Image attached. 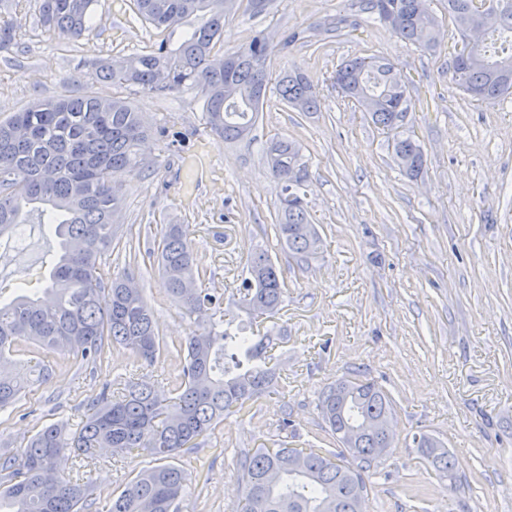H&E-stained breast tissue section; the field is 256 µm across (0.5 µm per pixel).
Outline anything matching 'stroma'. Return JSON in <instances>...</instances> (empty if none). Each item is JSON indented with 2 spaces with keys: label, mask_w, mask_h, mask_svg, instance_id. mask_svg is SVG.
Wrapping results in <instances>:
<instances>
[{
  "label": "stroma",
  "mask_w": 512,
  "mask_h": 512,
  "mask_svg": "<svg viewBox=\"0 0 512 512\" xmlns=\"http://www.w3.org/2000/svg\"><path fill=\"white\" fill-rule=\"evenodd\" d=\"M359 2L277 0L269 13L240 9L225 20V49L266 37L271 75L301 69L320 100L318 111L298 112L268 90L256 140L227 143L207 127L197 92L159 97L96 78L97 60L178 41L138 19L131 0H97L92 26L77 41L42 27L34 0H0L17 20L18 42L14 59L0 57V120L37 100L88 94L125 99L152 130L143 154L154 172L122 176L116 219L123 244L140 253L133 258L116 247L105 271L129 274L144 288L161 339L176 345L190 331L152 254L163 225H189L207 269L199 285L223 293L225 319L244 317L236 288L251 254L268 251L286 285L281 311L263 324L280 339L274 354L287 386L249 412L225 416L201 447L176 457L200 475L181 512H234L244 452L280 439L303 448L325 438L320 393L354 372L382 386L394 407L396 443L366 474L365 512H512V96L479 103L455 83L448 49L460 38L448 0H430L443 21L433 53L362 23ZM331 19L342 23L332 40L281 52L283 31ZM373 55L409 81L407 128L426 160L418 178L402 172L391 134L330 80L342 60ZM178 132L185 141L176 152L170 143ZM274 138L297 141L308 163L305 201L323 246L306 262L272 230L282 184L262 146ZM55 255V241L37 226L24 255L1 239L0 285L42 287ZM178 371L174 357L147 365L118 346L99 368L57 357L51 382L32 385L12 415L0 414V451H17L53 420L77 428L103 383L139 378L164 390ZM421 431L453 453L454 480H432L412 443ZM153 463L144 451H101L83 462L94 486L89 512H108L113 495Z\"/></svg>",
  "instance_id": "stroma-1"
}]
</instances>
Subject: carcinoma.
I'll return each instance as SVG.
<instances>
[{
	"label": "carcinoma",
	"instance_id": "obj_1",
	"mask_svg": "<svg viewBox=\"0 0 512 512\" xmlns=\"http://www.w3.org/2000/svg\"><path fill=\"white\" fill-rule=\"evenodd\" d=\"M95 0H34L41 25L73 41L89 30ZM240 0H133L134 13L157 29L182 30L178 42L110 63H95V75L113 84L134 85L167 95L194 90L204 99L210 128L226 142L252 136L271 82L269 45L224 51V19ZM369 19L388 23L389 0H362ZM395 36L425 51L440 45V21L428 0H399ZM448 16L460 37L480 29L493 37L475 45L453 76L476 101L492 103L512 95V0H448ZM15 22L0 18V53L15 44ZM235 59L226 69L214 64ZM344 97L367 112L377 127L393 133V153L405 173L417 176L424 153L403 134L412 100L398 85L393 66L375 57L347 60L332 75ZM277 93L300 112H316L319 100L307 75L294 69L276 81ZM147 135L141 117L120 98L91 95L37 102L0 121V238L22 224H38L59 240L60 255L47 287L25 285L0 296V363L10 364L26 343L49 354H64L96 365L106 348L118 344L137 360L153 362L166 344L155 332L153 312L142 289L128 278L108 277L102 256L117 238L114 215L122 205L113 173L144 176L151 165L139 153ZM270 172L282 181V206L275 233L299 258L318 253L320 235L310 224L300 189L309 177L300 146L293 140L266 144ZM165 292L177 300L197 329L179 345L181 373L168 393L140 379L124 383L119 397L106 386L89 403L90 416L76 429L51 423L13 454H0V512H88L92 486L80 476L50 479L60 461L85 460L108 448L114 453L143 450L157 464L140 470L112 496L109 512H180L189 496L191 474L171 463L184 448L214 432L224 415L250 408L279 384L275 343L255 320L281 310L286 288L271 256L260 251L248 263L240 289L247 323L224 320L223 300L196 287L203 268L194 254L187 224H168L157 246ZM26 375L0 372V412L13 410L28 386ZM319 410L327 432L345 449L290 448L281 441L245 454L239 479L240 512H358L350 488L367 485L365 473L381 459L386 435L362 428L390 424L393 401L373 380L359 374L340 378L322 392ZM424 462L441 481L454 479L451 454L439 440L413 438ZM331 502L338 507L325 509Z\"/></svg>",
	"mask_w": 512,
	"mask_h": 512
}]
</instances>
